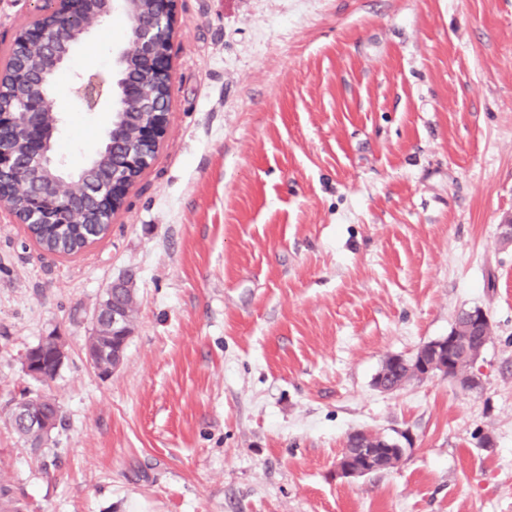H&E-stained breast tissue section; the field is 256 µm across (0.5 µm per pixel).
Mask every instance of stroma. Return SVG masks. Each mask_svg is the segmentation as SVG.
<instances>
[{
	"label": "stroma",
	"instance_id": "obj_1",
	"mask_svg": "<svg viewBox=\"0 0 512 512\" xmlns=\"http://www.w3.org/2000/svg\"><path fill=\"white\" fill-rule=\"evenodd\" d=\"M46 0H0V51ZM114 16L54 97L69 168L101 144L80 73L109 74ZM172 100L151 166L73 258L0 211V480L23 512H512V0H176ZM136 308L122 364L87 360L105 289ZM482 308L469 373L386 392ZM47 336L66 359L26 374ZM46 395L42 451L7 403ZM398 439L344 478L349 433ZM26 357L32 363L40 364V366L38 367V370L41 371L46 377L43 380L51 379V381H52L55 379V373H54L51 354H50L49 350H44L43 343H39L37 346L29 349L26 353ZM28 359H26V362H25L26 373L32 378L41 379L43 376L37 370L36 365L31 364V362Z\"/></svg>",
	"mask_w": 512,
	"mask_h": 512
}]
</instances>
